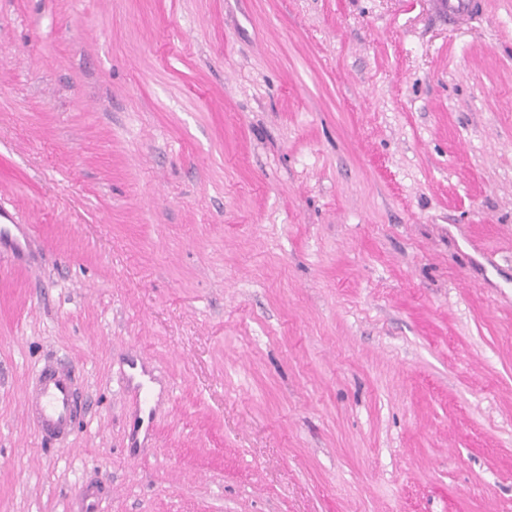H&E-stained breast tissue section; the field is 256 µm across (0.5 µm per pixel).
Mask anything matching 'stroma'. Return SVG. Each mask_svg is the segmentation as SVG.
Returning <instances> with one entry per match:
<instances>
[{
    "mask_svg": "<svg viewBox=\"0 0 512 512\" xmlns=\"http://www.w3.org/2000/svg\"><path fill=\"white\" fill-rule=\"evenodd\" d=\"M480 3L0 0V512H512V0ZM26 411L50 437L64 435L75 422L76 382L69 370L46 367L25 400Z\"/></svg>",
    "mask_w": 512,
    "mask_h": 512,
    "instance_id": "35a3bbf8",
    "label": "stroma"
}]
</instances>
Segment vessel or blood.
<instances>
[{
  "label": "vessel or blood",
  "mask_w": 512,
  "mask_h": 512,
  "mask_svg": "<svg viewBox=\"0 0 512 512\" xmlns=\"http://www.w3.org/2000/svg\"><path fill=\"white\" fill-rule=\"evenodd\" d=\"M26 411L51 437L64 435L75 422L76 382L69 370L46 367L25 400Z\"/></svg>",
  "instance_id": "b4317fda"
}]
</instances>
